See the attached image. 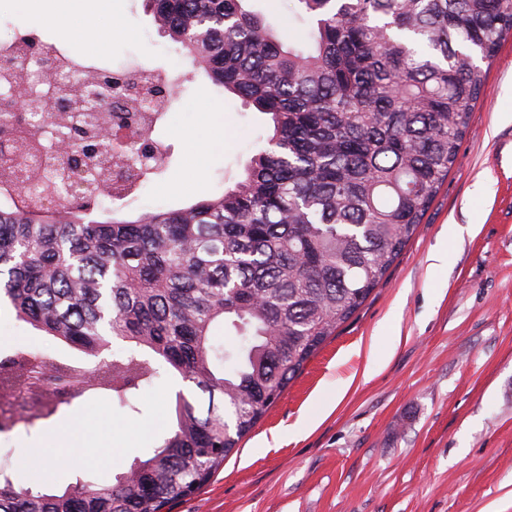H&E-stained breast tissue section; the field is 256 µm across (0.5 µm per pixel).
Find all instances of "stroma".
I'll return each instance as SVG.
<instances>
[{
	"label": "stroma",
	"instance_id": "obj_1",
	"mask_svg": "<svg viewBox=\"0 0 512 512\" xmlns=\"http://www.w3.org/2000/svg\"><path fill=\"white\" fill-rule=\"evenodd\" d=\"M112 2L119 26L92 64L195 75L154 132L171 164L143 185L131 213L221 193L264 147L266 117L195 73L144 0ZM247 6L283 38L301 40L293 0ZM90 9L91 0H56L51 22L35 0H0V41L25 35L82 51ZM486 70L448 179L385 277L223 468L170 512H512V35ZM195 140L212 149L194 178ZM9 348L58 350L2 305L0 351ZM373 356L381 365L370 374ZM179 388L145 389L139 415L107 396L61 406L34 427L17 423L0 432V466L23 487L111 484L159 444ZM54 444L66 448L65 463L47 459Z\"/></svg>",
	"mask_w": 512,
	"mask_h": 512
}]
</instances>
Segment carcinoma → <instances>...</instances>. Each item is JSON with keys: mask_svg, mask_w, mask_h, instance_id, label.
Here are the masks:
<instances>
[{"mask_svg": "<svg viewBox=\"0 0 512 512\" xmlns=\"http://www.w3.org/2000/svg\"><path fill=\"white\" fill-rule=\"evenodd\" d=\"M245 2L146 0L198 68L272 123L268 147L222 195L115 218L170 164L165 149L140 166L153 127L139 112L109 116L136 137L119 154L120 205L105 221L92 218L103 192L58 195L44 210L0 166L12 201L0 208V302L84 357L77 366L17 348L0 355V387L13 397L58 385L68 406L105 390L138 414L140 391L160 379L207 396L178 391L161 444L108 486L20 487L0 467V512H162L204 486L415 234L484 90L479 61L512 33V0H296L308 42L287 45ZM114 79L151 85L168 103L183 83L78 63L61 90ZM23 122L22 146L51 128L67 139V163L91 159L101 183L100 153L88 152L106 145L94 116ZM24 179L50 191L36 162ZM226 324L245 344L217 341Z\"/></svg>", "mask_w": 512, "mask_h": 512, "instance_id": "obj_1", "label": "carcinoma"}]
</instances>
